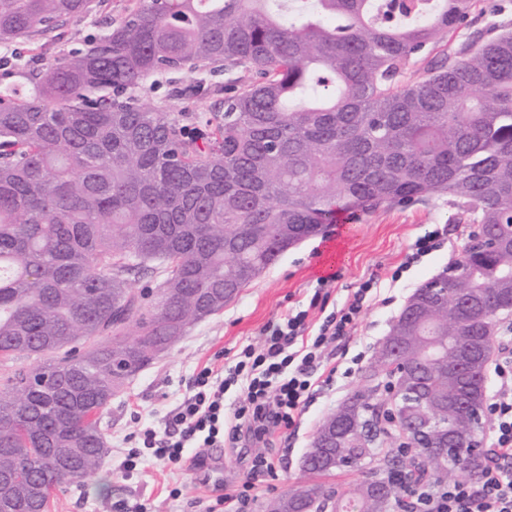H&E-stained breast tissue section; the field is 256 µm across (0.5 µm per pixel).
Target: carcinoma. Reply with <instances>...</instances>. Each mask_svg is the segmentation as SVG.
Instances as JSON below:
<instances>
[{
  "label": "carcinoma",
  "mask_w": 512,
  "mask_h": 512,
  "mask_svg": "<svg viewBox=\"0 0 512 512\" xmlns=\"http://www.w3.org/2000/svg\"><path fill=\"white\" fill-rule=\"evenodd\" d=\"M90 0H0V44L44 37ZM474 0H138L78 54L16 72L0 94V357L27 368L0 386V506L45 512L50 492L92 477L108 452L103 409L173 337L215 315L279 257L278 241L318 234L340 211L448 196L466 241L435 310L391 332L489 338L512 290V31L465 42L422 72L407 64L466 18ZM255 78L206 119L214 142L188 139L171 113L126 91L162 72L233 70ZM157 280L151 293L132 278ZM436 317L449 321L434 333ZM59 354L50 362L41 358ZM450 369L430 374L459 418L484 402ZM376 372L322 426L336 447L304 457L314 478L352 464L370 478L339 493L301 486L266 512H392L400 491L477 475L416 448L380 463ZM69 448L65 471L48 449ZM384 494L370 504L366 494Z\"/></svg>",
  "instance_id": "obj_1"
}]
</instances>
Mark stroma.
Wrapping results in <instances>:
<instances>
[{"instance_id": "1", "label": "stroma", "mask_w": 512, "mask_h": 512, "mask_svg": "<svg viewBox=\"0 0 512 512\" xmlns=\"http://www.w3.org/2000/svg\"><path fill=\"white\" fill-rule=\"evenodd\" d=\"M135 2L91 0L87 14L72 19L50 40L0 45V85L12 79L17 67H39L82 50L110 24L119 22ZM509 29L512 0H476L465 23L429 47L425 57L450 54L470 37L489 39ZM425 57L411 60L410 69L421 67ZM231 87L230 75L221 72L162 73L151 76L135 96L150 107L172 112L189 135L207 140L212 129L205 119L211 111L223 108ZM455 216V208L444 197L385 204L368 212L349 211L280 256L220 314L194 325L112 399L100 417L109 462L101 464L93 477L53 490L47 512H111L118 501L146 504L150 512H197L196 500L208 494L199 484L201 471H173L154 458L133 476L120 470L119 463L131 447L140 418L162 420L188 393L197 367L222 366L244 346L259 345L261 329L289 307H308L318 279H328L330 301L339 305L363 280L372 277L377 281L380 301L367 311L349 345L350 354L363 356L358 371L349 378L336 377L329 390L308 405L296 429L277 433L271 444L277 474L258 483L247 512H264L269 502L306 484L309 476L302 460L317 428L343 400L361 389L380 343L410 295L441 274L460 252L472 227L456 223ZM440 227L446 230L441 247L407 270H400L399 264L414 240Z\"/></svg>"}]
</instances>
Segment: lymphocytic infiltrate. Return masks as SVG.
<instances>
[{"mask_svg": "<svg viewBox=\"0 0 512 512\" xmlns=\"http://www.w3.org/2000/svg\"><path fill=\"white\" fill-rule=\"evenodd\" d=\"M376 292V281L366 280L352 299L330 309L326 293L315 290L309 309L289 308L266 325L260 345H246L222 367L198 369L191 394L166 414L163 430L143 426L140 446L128 450L121 468L133 472L150 455L180 470L189 462L201 464L202 449L234 452L240 443L265 442L278 431L296 428L316 391L333 383L365 301ZM313 307L322 310L315 320L309 317ZM492 378L486 400L490 444L479 477L414 493L411 512H512V336L500 340ZM245 470L242 486L225 489L202 512H217L221 506L245 512L257 481L274 476L275 461L257 456Z\"/></svg>", "mask_w": 512, "mask_h": 512, "instance_id": "f902f5d3", "label": "lymphocytic infiltrate"}]
</instances>
